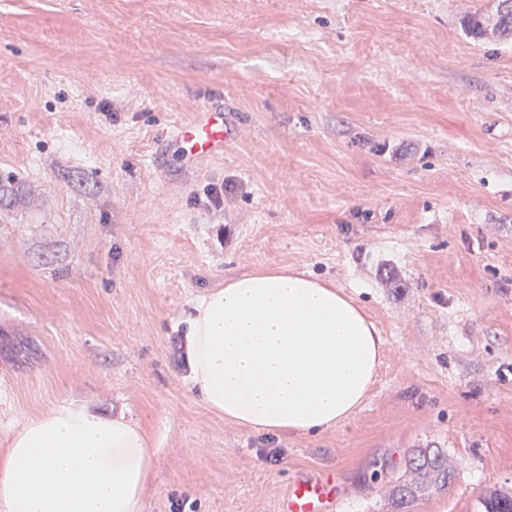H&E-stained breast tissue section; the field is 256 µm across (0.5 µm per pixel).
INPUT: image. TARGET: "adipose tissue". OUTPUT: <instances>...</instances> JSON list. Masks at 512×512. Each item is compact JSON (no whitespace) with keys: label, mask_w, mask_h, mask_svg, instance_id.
Listing matches in <instances>:
<instances>
[{"label":"adipose tissue","mask_w":512,"mask_h":512,"mask_svg":"<svg viewBox=\"0 0 512 512\" xmlns=\"http://www.w3.org/2000/svg\"><path fill=\"white\" fill-rule=\"evenodd\" d=\"M190 386L225 422L316 435L351 417L380 363L381 336L335 286L301 273H249L195 305ZM148 430L64 403L0 448V512H139L153 468Z\"/></svg>","instance_id":"ef3b65f1"}]
</instances>
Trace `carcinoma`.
Masks as SVG:
<instances>
[{"label":"carcinoma","instance_id":"carcinoma-1","mask_svg":"<svg viewBox=\"0 0 512 512\" xmlns=\"http://www.w3.org/2000/svg\"><path fill=\"white\" fill-rule=\"evenodd\" d=\"M467 33L474 39L487 34L484 13L478 9L469 13L466 19ZM493 34L499 40H512V0H499ZM417 480L410 484L397 485L392 490L397 512H410L419 492L430 489L440 491L454 479V472L448 466V454L441 448H419L408 461ZM483 512H512V492L493 489L480 499Z\"/></svg>","mask_w":512,"mask_h":512}]
</instances>
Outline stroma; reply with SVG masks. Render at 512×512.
<instances>
[{
  "mask_svg": "<svg viewBox=\"0 0 512 512\" xmlns=\"http://www.w3.org/2000/svg\"><path fill=\"white\" fill-rule=\"evenodd\" d=\"M476 5L0 0V442L63 401L125 415L156 441L141 512H274L318 471L336 512H395L427 447L455 478L413 512L512 487V43L467 35ZM209 104L238 136L185 162L168 132ZM265 269L379 331L339 427L254 432L189 390L196 300Z\"/></svg>",
  "mask_w": 512,
  "mask_h": 512,
  "instance_id": "1",
  "label": "stroma"
}]
</instances>
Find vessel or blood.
<instances>
[{
  "mask_svg": "<svg viewBox=\"0 0 512 512\" xmlns=\"http://www.w3.org/2000/svg\"><path fill=\"white\" fill-rule=\"evenodd\" d=\"M236 130L222 108L209 106L173 127L171 136L183 156L196 159L222 152ZM333 476L298 477L277 502V512H334Z\"/></svg>",
  "mask_w": 512,
  "mask_h": 512,
  "instance_id": "vessel-or-blood-1",
  "label": "vessel or blood"
}]
</instances>
